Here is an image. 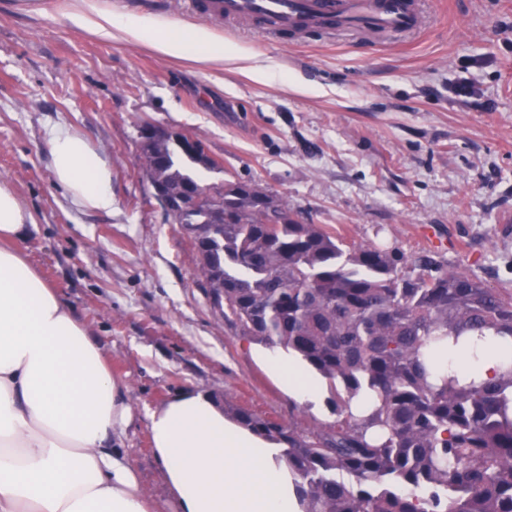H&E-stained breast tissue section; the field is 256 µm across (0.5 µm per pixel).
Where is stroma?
<instances>
[{
  "label": "stroma",
  "instance_id": "stroma-1",
  "mask_svg": "<svg viewBox=\"0 0 512 512\" xmlns=\"http://www.w3.org/2000/svg\"><path fill=\"white\" fill-rule=\"evenodd\" d=\"M183 0H86L89 17L206 30L231 54L198 62L113 31L93 37L73 0H0V181L34 216L20 246L124 378V434L160 512L173 501L147 414L184 391L292 423L336 416L289 396L266 345L235 336L201 288L188 230L149 193L141 123L200 139L221 171L257 184L350 244L439 253L512 291V0H419L411 35L298 39L187 16ZM266 69L257 79L254 68ZM474 86L489 110L453 87ZM69 126L112 169V208L75 204L51 170L48 129Z\"/></svg>",
  "mask_w": 512,
  "mask_h": 512
}]
</instances>
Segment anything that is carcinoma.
Listing matches in <instances>:
<instances>
[{
    "mask_svg": "<svg viewBox=\"0 0 512 512\" xmlns=\"http://www.w3.org/2000/svg\"><path fill=\"white\" fill-rule=\"evenodd\" d=\"M146 175L177 203L208 298L235 335L276 345L321 376L336 421L304 435L244 407L224 415L282 445L302 512H512V293L428 252L351 245L248 182L195 195L204 152L140 142ZM494 377L436 370L441 345Z\"/></svg>",
    "mask_w": 512,
    "mask_h": 512,
    "instance_id": "obj_1",
    "label": "carcinoma"
}]
</instances>
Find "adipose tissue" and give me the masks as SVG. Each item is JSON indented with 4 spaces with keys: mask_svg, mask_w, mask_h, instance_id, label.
Masks as SVG:
<instances>
[{
    "mask_svg": "<svg viewBox=\"0 0 512 512\" xmlns=\"http://www.w3.org/2000/svg\"><path fill=\"white\" fill-rule=\"evenodd\" d=\"M111 38L123 30L164 54L220 60L203 29L75 13ZM52 172L79 205L112 207V170L70 128L49 131ZM34 222L0 181V512H157L124 449L132 407L104 346L29 262L19 243ZM270 370L299 403L322 386L294 357L273 350ZM153 448L176 512H301L280 445L228 420L208 396L184 392L148 415Z\"/></svg>",
    "mask_w": 512,
    "mask_h": 512,
    "instance_id": "1",
    "label": "adipose tissue"
}]
</instances>
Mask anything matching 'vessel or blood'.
Listing matches in <instances>:
<instances>
[{"mask_svg": "<svg viewBox=\"0 0 512 512\" xmlns=\"http://www.w3.org/2000/svg\"><path fill=\"white\" fill-rule=\"evenodd\" d=\"M185 11L220 23L248 22L271 34L406 33L419 23L417 0H185Z\"/></svg>", "mask_w": 512, "mask_h": 512, "instance_id": "b4317fda", "label": "vessel or blood"}]
</instances>
